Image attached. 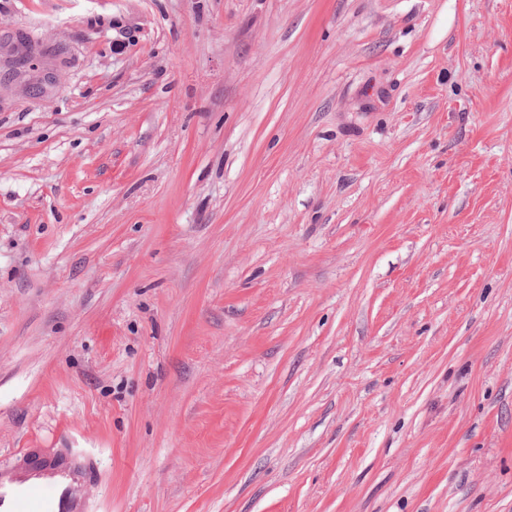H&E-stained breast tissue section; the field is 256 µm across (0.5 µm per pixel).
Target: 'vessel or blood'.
Returning <instances> with one entry per match:
<instances>
[{"label": "vessel or blood", "instance_id": "b4317fda", "mask_svg": "<svg viewBox=\"0 0 512 512\" xmlns=\"http://www.w3.org/2000/svg\"><path fill=\"white\" fill-rule=\"evenodd\" d=\"M94 472L77 448H28L0 467V512H92Z\"/></svg>", "mask_w": 512, "mask_h": 512}]
</instances>
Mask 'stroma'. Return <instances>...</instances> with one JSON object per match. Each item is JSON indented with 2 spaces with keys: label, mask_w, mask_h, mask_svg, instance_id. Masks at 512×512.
<instances>
[{
  "label": "stroma",
  "mask_w": 512,
  "mask_h": 512,
  "mask_svg": "<svg viewBox=\"0 0 512 512\" xmlns=\"http://www.w3.org/2000/svg\"><path fill=\"white\" fill-rule=\"evenodd\" d=\"M70 447L96 512H512V0H0V466Z\"/></svg>",
  "instance_id": "stroma-1"
}]
</instances>
